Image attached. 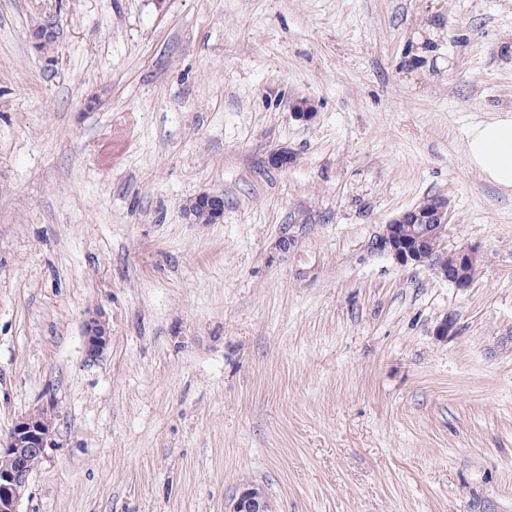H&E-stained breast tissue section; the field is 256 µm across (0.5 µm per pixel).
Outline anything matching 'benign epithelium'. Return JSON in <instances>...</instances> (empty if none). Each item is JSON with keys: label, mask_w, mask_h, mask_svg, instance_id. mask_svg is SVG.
Masks as SVG:
<instances>
[{"label": "benign epithelium", "mask_w": 512, "mask_h": 512, "mask_svg": "<svg viewBox=\"0 0 512 512\" xmlns=\"http://www.w3.org/2000/svg\"><path fill=\"white\" fill-rule=\"evenodd\" d=\"M447 224L448 201L437 196L427 210L409 209L386 225L376 246L402 265L429 266L449 277L455 287L468 288L476 273L478 252L472 247L441 250L439 243ZM450 266L454 268L451 277ZM109 341L106 322L99 317L89 319L85 330L87 356L98 357ZM54 433L55 416L48 403L20 416L6 439H0V512H20L21 499L34 471L30 455L36 452L45 456L46 449L54 446ZM227 512H271V505L263 489L250 487L233 500Z\"/></svg>", "instance_id": "obj_1"}]
</instances>
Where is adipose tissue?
Here are the masks:
<instances>
[{
  "mask_svg": "<svg viewBox=\"0 0 512 512\" xmlns=\"http://www.w3.org/2000/svg\"><path fill=\"white\" fill-rule=\"evenodd\" d=\"M470 165L492 185L512 190V115L473 125L466 138Z\"/></svg>",
  "mask_w": 512,
  "mask_h": 512,
  "instance_id": "adipose-tissue-1",
  "label": "adipose tissue"
}]
</instances>
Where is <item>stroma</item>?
<instances>
[{
  "label": "stroma",
  "instance_id": "35a3bbf8",
  "mask_svg": "<svg viewBox=\"0 0 512 512\" xmlns=\"http://www.w3.org/2000/svg\"><path fill=\"white\" fill-rule=\"evenodd\" d=\"M508 111L512 0H0V436L56 411L21 512H512V192L466 155ZM435 195L468 288L373 247ZM218 194L212 193V192H202L199 193L193 201L190 203V207L192 208L196 218L199 222H205V223H211L218 219L217 217V210H219V213H224V199L222 200H215L210 199L208 197H215ZM208 196V197H205ZM204 197V198H203ZM192 212L185 210V217L187 220H189L192 223H195L194 220L196 218L191 217ZM85 335L86 354L89 358H96L102 354L110 341L109 328L99 317L88 320ZM271 505L259 487L244 489L226 512H271Z\"/></svg>",
  "mask_w": 512,
  "mask_h": 512
}]
</instances>
